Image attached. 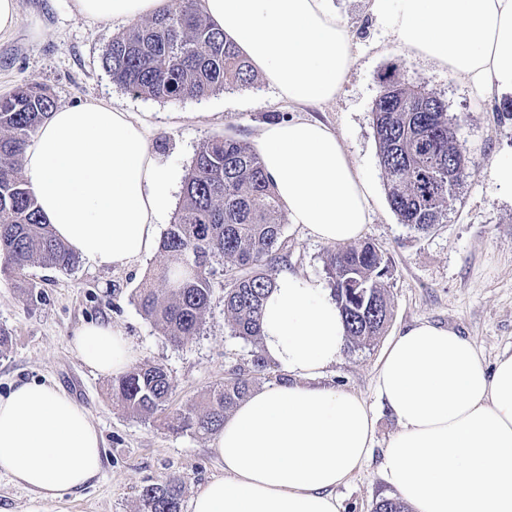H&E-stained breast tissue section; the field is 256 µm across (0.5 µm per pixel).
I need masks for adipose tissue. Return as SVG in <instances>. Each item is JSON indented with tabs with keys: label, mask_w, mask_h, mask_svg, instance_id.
<instances>
[{
	"label": "adipose tissue",
	"mask_w": 512,
	"mask_h": 512,
	"mask_svg": "<svg viewBox=\"0 0 512 512\" xmlns=\"http://www.w3.org/2000/svg\"><path fill=\"white\" fill-rule=\"evenodd\" d=\"M96 21H135L168 0H74ZM295 107L335 100L356 41L329 0H199ZM378 28L403 49L448 69L485 102L512 92V0H370ZM151 127L104 100L51 113L28 143L23 174L54 234L97 268L149 257L173 190L150 146ZM265 172L290 224L325 244L357 241L370 222L369 191L340 135L291 117L257 138ZM267 360L290 380L240 403L212 444L224 474L200 485L190 512H338L337 486L362 468L375 418L359 395L321 385L346 329L320 280L278 275L261 319ZM71 347L93 372L117 376L136 359L112 323L91 322ZM398 424L382 475L413 512H512V354L486 367L476 346L422 322L386 348L375 377ZM102 471V438L60 385L22 382L0 394V474L42 499L85 487Z\"/></svg>",
	"instance_id": "adipose-tissue-1"
}]
</instances>
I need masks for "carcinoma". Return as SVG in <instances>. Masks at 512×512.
I'll use <instances>...</instances> for the list:
<instances>
[{"label": "carcinoma", "instance_id": "obj_1", "mask_svg": "<svg viewBox=\"0 0 512 512\" xmlns=\"http://www.w3.org/2000/svg\"><path fill=\"white\" fill-rule=\"evenodd\" d=\"M112 80L139 97L176 101L252 84L257 75L236 45L197 9V0H170L160 14L136 20L112 38L104 58ZM372 125L387 200L400 223L427 232L442 223L467 163L448 102L392 70L380 77ZM36 82L0 97V271L28 298L29 269L74 270L79 256L54 235L22 170L23 152L54 110ZM286 218L259 154L229 136L213 137L185 178L179 208L161 240L167 264L144 283L136 303L174 347L200 335L222 292L231 335L253 346L250 366L235 367L203 399L174 419L176 429L218 431L262 380L272 375L262 350L261 312L288 258ZM325 270L347 330L346 346H371L385 334L391 303L384 252L373 242L338 244ZM174 390L161 366L142 365L112 380V396L129 415L149 418ZM185 481L172 475L144 486L140 512H183Z\"/></svg>", "mask_w": 512, "mask_h": 512}]
</instances>
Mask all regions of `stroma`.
<instances>
[{"label":"stroma","mask_w":512,"mask_h":512,"mask_svg":"<svg viewBox=\"0 0 512 512\" xmlns=\"http://www.w3.org/2000/svg\"><path fill=\"white\" fill-rule=\"evenodd\" d=\"M331 6L360 49L336 101L301 112L277 100L261 79L201 99L133 96L103 66L124 22L86 19L76 12L74 0H18L17 27L0 35V96L35 81L49 89L59 107L105 99L147 113L154 157L174 177L170 205L160 218L164 226L171 224L192 161L209 138L226 135L254 143L277 112L288 117L302 113L336 129L371 190V221L363 238L379 246L390 261L384 280L392 305L387 332L372 346L344 351L321 379L322 384L358 394L375 409L370 458L335 491L340 512H373L376 502L396 495L380 466L398 426L378 408L374 388L391 340L426 321L472 341L486 366L512 354V193L501 190L492 174L499 159L512 155V120L500 119L494 106L473 99L448 72L409 56L383 37L370 18L369 0H331ZM392 66L406 80L425 84L447 100L448 114L457 120V137L469 151L447 219L426 234L400 224L389 206L378 162L371 109L380 91L378 76ZM284 234L291 243L288 270L325 279L327 244L291 224L285 225ZM165 261L159 251L124 269L96 268L84 261L69 273L34 267L30 277L39 294L34 302L0 276V327L10 337L8 351L0 355V393L24 381L54 382L91 413L103 440L100 476L63 499H35L0 475V512H138L145 485L181 475L190 497L198 485L222 475L211 436L174 431L170 422L222 382L231 368L246 365L252 346L230 334L217 298L203 335L172 347L134 300L136 289ZM99 320L111 322L132 339L140 363L170 372L175 388L162 412L144 420L120 410L112 400L111 377L92 372L72 350L76 331Z\"/></svg>","instance_id":"stroma-1"}]
</instances>
